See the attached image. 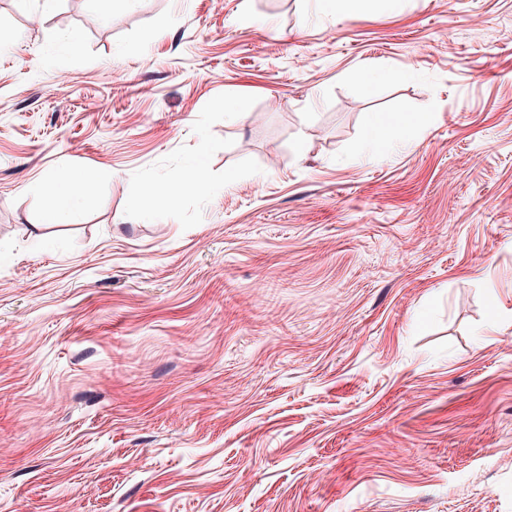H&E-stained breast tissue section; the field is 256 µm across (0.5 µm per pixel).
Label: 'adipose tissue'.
I'll list each match as a JSON object with an SVG mask.
<instances>
[{
	"instance_id": "adipose-tissue-1",
	"label": "adipose tissue",
	"mask_w": 512,
	"mask_h": 512,
	"mask_svg": "<svg viewBox=\"0 0 512 512\" xmlns=\"http://www.w3.org/2000/svg\"><path fill=\"white\" fill-rule=\"evenodd\" d=\"M30 188L50 201L44 213L45 222L58 224L79 221L86 190L83 175L56 173L31 182Z\"/></svg>"
}]
</instances>
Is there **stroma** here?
<instances>
[{
  "mask_svg": "<svg viewBox=\"0 0 512 512\" xmlns=\"http://www.w3.org/2000/svg\"><path fill=\"white\" fill-rule=\"evenodd\" d=\"M0 512H512V0H0ZM403 129H397L391 118H384L380 115L375 116L367 126L366 142L376 151L388 148L392 145L396 137L402 133ZM203 177L204 171L202 166L199 165L189 173L186 179L176 182L162 181L156 183L152 187V190L156 195L164 199H175L190 186L199 184L203 180ZM30 189L50 199L44 213L46 223H77L81 218V207L85 198L86 181L75 172H61L30 183Z\"/></svg>",
  "mask_w": 512,
  "mask_h": 512,
  "instance_id": "35a3bbf8",
  "label": "stroma"
}]
</instances>
